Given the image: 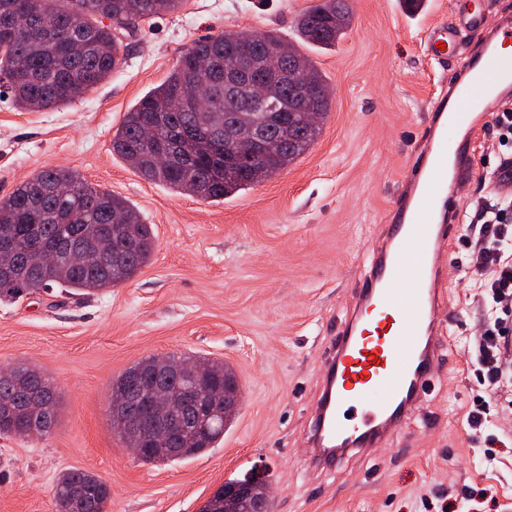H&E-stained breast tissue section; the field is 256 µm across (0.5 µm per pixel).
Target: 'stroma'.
I'll use <instances>...</instances> for the list:
<instances>
[{"label": "stroma", "mask_w": 512, "mask_h": 512, "mask_svg": "<svg viewBox=\"0 0 512 512\" xmlns=\"http://www.w3.org/2000/svg\"><path fill=\"white\" fill-rule=\"evenodd\" d=\"M312 2L185 0L176 13L141 22L123 66L84 99L44 111L0 99V197L40 170L75 169L128 199L157 236L137 276L102 294L55 290L0 301V368L29 363L59 390L50 435H0V512H56V480L68 469L109 485L108 512H200L224 482L253 468L272 478V512H441L442 499L475 498L484 488L494 498L482 512H512V419L464 350L491 318L480 295L487 274L472 262L478 226L491 212L512 225V195L490 184L500 162L512 159V143L501 142L491 113L478 120L479 175L448 184L461 228L439 316L452 320L454 352L440 358L386 446L315 468L308 438L324 346L391 222L432 102L464 73L486 29L512 20V0H424L416 10L405 0H348L352 24L343 38L309 51L334 89L314 146L224 200L150 182L112 152L125 112L194 41L272 28L289 36ZM474 10L485 28L459 32V51L444 62L427 56V20L453 27ZM188 351L234 367L239 415L204 455L141 463L112 427V381L144 358ZM479 401L497 443L467 425Z\"/></svg>", "instance_id": "obj_1"}]
</instances>
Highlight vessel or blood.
<instances>
[{
    "mask_svg": "<svg viewBox=\"0 0 512 512\" xmlns=\"http://www.w3.org/2000/svg\"><path fill=\"white\" fill-rule=\"evenodd\" d=\"M512 25L484 43L466 68L468 78L433 102L421 161L408 168L391 226L364 267L350 315L328 342L321 394L313 408L312 460L335 464L338 451L378 447L397 419L411 411L447 346L438 322L447 276L440 263L452 252L456 211L448 182L475 173L465 139L491 97L512 96V59L505 53ZM447 27L430 29L425 49L434 59L454 52Z\"/></svg>",
    "mask_w": 512,
    "mask_h": 512,
    "instance_id": "1",
    "label": "vessel or blood"
}]
</instances>
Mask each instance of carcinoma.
<instances>
[{"mask_svg": "<svg viewBox=\"0 0 512 512\" xmlns=\"http://www.w3.org/2000/svg\"><path fill=\"white\" fill-rule=\"evenodd\" d=\"M184 0H0V88L4 87L14 107L39 111L83 99L124 62L126 49L119 34L132 33L139 22L176 11ZM352 22L347 0H315L295 20L296 38L265 30L256 36L242 32L241 40L265 56L278 55L284 64L302 66L318 89L320 119L332 105L333 88L313 59L301 51L304 45L330 48ZM234 33L196 41L180 55L166 78L148 91L125 113L112 138L113 151L148 181L213 202L247 189L288 168L314 145L321 124H309L303 112L288 111V99L278 87L268 89L267 109L247 100V91L224 90L207 83L196 60L232 58L237 45ZM165 112L169 124L147 138L144 130L152 114ZM245 125L262 127L275 139V154L256 158L245 168L224 169L223 180L211 179L216 161L196 155L178 163L171 158L177 133L190 128L212 139ZM100 224H116L115 233L137 241L123 270L117 275L101 270L98 256L91 252L76 261L63 260L41 267L28 278L13 283L0 281V300H13L59 288L68 296L92 295L133 279L148 264L155 249L152 225L146 223L125 198L89 183L77 170L45 169L0 198V235L18 244L39 241L46 246L79 231L89 234ZM238 384L235 370L220 364L216 372L203 375L200 391L212 384ZM7 402L25 409L22 414L0 412V435L30 437L37 431L42 412L27 406L25 395L16 389V379L0 375V404ZM229 417L206 435L185 434L183 451L176 456L153 452L141 457L144 464L172 463L203 455L224 440ZM251 484L252 498L265 494L269 477L257 478L251 471L228 483ZM58 512H107L110 490L96 474L72 469L59 476L55 486ZM246 505L224 499L219 488L200 512H245Z\"/></svg>", "mask_w": 512, "mask_h": 512, "instance_id": "carcinoma-1", "label": "carcinoma"}]
</instances>
